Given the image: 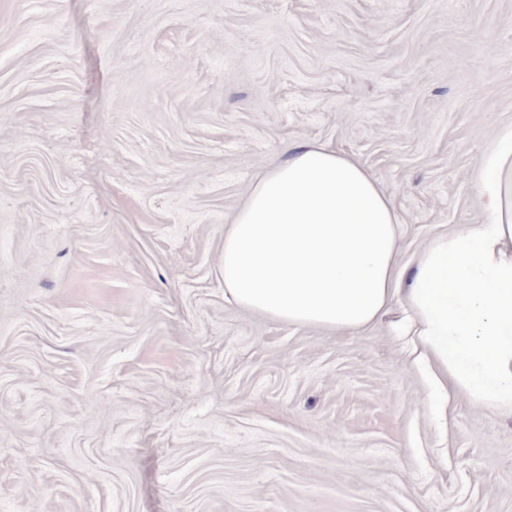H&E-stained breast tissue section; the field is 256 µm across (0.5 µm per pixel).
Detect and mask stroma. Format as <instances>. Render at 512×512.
Returning a JSON list of instances; mask_svg holds the SVG:
<instances>
[{
    "mask_svg": "<svg viewBox=\"0 0 512 512\" xmlns=\"http://www.w3.org/2000/svg\"><path fill=\"white\" fill-rule=\"evenodd\" d=\"M508 127L512 0H0V512H512V412L439 424L400 308L288 324L223 266L312 140L411 265Z\"/></svg>",
    "mask_w": 512,
    "mask_h": 512,
    "instance_id": "stroma-1",
    "label": "stroma"
}]
</instances>
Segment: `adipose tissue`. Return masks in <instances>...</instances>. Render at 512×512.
<instances>
[{
    "label": "adipose tissue",
    "mask_w": 512,
    "mask_h": 512,
    "mask_svg": "<svg viewBox=\"0 0 512 512\" xmlns=\"http://www.w3.org/2000/svg\"><path fill=\"white\" fill-rule=\"evenodd\" d=\"M486 218L399 262L393 203L356 158L294 147L252 185L224 233V296L266 317L336 330L406 312L414 364L439 390L512 411V129L477 174Z\"/></svg>",
    "instance_id": "obj_1"
}]
</instances>
